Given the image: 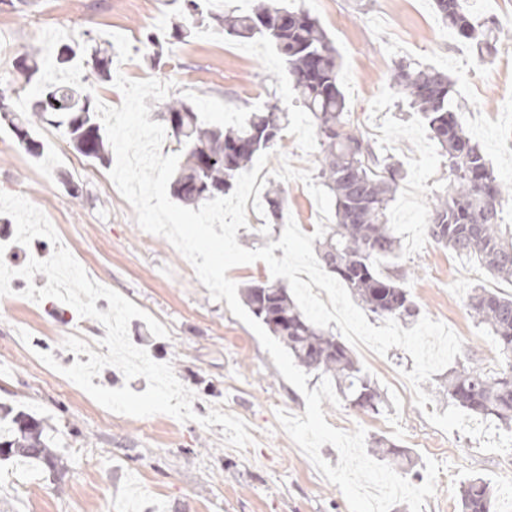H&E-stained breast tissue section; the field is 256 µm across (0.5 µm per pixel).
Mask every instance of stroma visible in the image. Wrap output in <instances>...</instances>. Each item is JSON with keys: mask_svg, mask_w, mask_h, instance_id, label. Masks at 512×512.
<instances>
[{"mask_svg": "<svg viewBox=\"0 0 512 512\" xmlns=\"http://www.w3.org/2000/svg\"><path fill=\"white\" fill-rule=\"evenodd\" d=\"M291 2L316 16L336 47L350 122L402 164V188L388 209L400 249L382 271L404 274L420 315L462 338L455 364L475 362L488 373L500 371L503 359L486 355L496 340L470 316L466 301L480 286L510 295L512 282L489 276L477 262L429 237L427 212L448 172L439 146L390 88L389 78L403 59L448 73L465 130L498 178L512 183V0H466L475 18L495 20L503 31L496 54L483 66L472 46L441 21L434 0ZM181 7L182 0H28L20 12L0 4V30L14 44L0 54V81L20 89L11 107L29 99L15 68L18 56L94 40L112 42L126 65L125 77L169 84V99L192 101L211 125L243 122L249 110L276 95L288 103L289 124L267 162L266 178L282 185L287 212L302 231L335 224L333 202L317 177L320 148L313 121L269 43L235 40L208 20L187 42L171 44L159 64L141 52L151 15L161 13L167 29L179 20ZM36 133L43 144L38 158L0 127V191L23 195L44 209L74 257L87 259L106 287L163 324L169 335L158 338L144 321L131 320L129 337L154 361L172 364L195 395V413L205 416L216 408L235 415L247 423L253 442L240 451L225 445L222 425L206 428L164 414L102 417L90 411L89 394L58 372L35 382L38 353H52L62 366H71L76 356L61 339H93L106 330L55 299L0 297V403L55 425L63 469L57 477L33 464L19 471L13 461L0 460V512H131L136 505L143 512H349L338 486L321 476L278 423L277 410L304 414L305 398L281 376L257 335L226 302L210 297L167 239L139 228L107 166L80 155L48 123H37ZM353 356L387 406L374 415L326 401L327 423L348 431L363 427L369 449L380 438L408 449L414 471L424 472L432 454L454 470V479L437 484L422 512H459L461 486L471 477L498 488L495 512H512V456L483 452L478 439L457 430L444 433L427 419L451 404L448 371L423 383L432 401L421 410L407 400L412 387L403 374L413 370L414 361L403 349L390 348L383 357L357 349Z\"/></svg>", "mask_w": 512, "mask_h": 512, "instance_id": "obj_1", "label": "stroma"}]
</instances>
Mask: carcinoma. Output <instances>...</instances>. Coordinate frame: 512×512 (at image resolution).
Returning <instances> with one entry per match:
<instances>
[{
    "label": "carcinoma",
    "instance_id": "1",
    "mask_svg": "<svg viewBox=\"0 0 512 512\" xmlns=\"http://www.w3.org/2000/svg\"><path fill=\"white\" fill-rule=\"evenodd\" d=\"M184 21L174 23L167 42L180 41L203 16L201 0H183ZM443 23L469 42L486 61L498 40L497 30L466 10L464 0H435ZM224 33L238 39L262 37L277 49L292 78L293 89L316 123L320 146L317 177L332 194L336 224L319 243L323 266L363 307L382 319L412 321L419 314L400 274L383 273L379 263L397 254L399 240L388 224L387 211L403 178L401 164L372 146L346 118L340 89L336 48L310 12L282 7L277 0H255L251 11L212 13ZM114 47L101 48L85 61L101 82L112 78ZM25 83L37 86L31 116L11 113L10 91L0 86V112L13 114L9 129L19 147L41 155L37 122L55 126L84 157L112 164V146L98 122L94 93L64 81L43 82L35 56L25 53L15 63ZM393 89L408 108L420 114L431 138L442 149L448 184L435 193L428 232L437 244L461 258L478 260L493 277L512 281V231L500 224V204L512 185L499 180L489 161L466 133L451 108L453 81L430 66L400 61L390 76ZM161 124L182 154L172 195L187 205L201 206L231 194L237 176L254 157L274 149L288 126V107L271 96L250 112L244 123L224 129L204 126L193 105L170 101L159 111ZM271 224L284 221V190L265 194ZM251 314L276 336L297 362L334 382L350 405L378 414L384 401L349 349L335 335L312 324L279 281L257 280L245 288ZM471 316L492 331L506 368L496 374L475 364L463 365L448 379V398L470 415L492 417L512 432V297L484 288L468 297ZM0 449L10 459L56 469L60 455L54 435L33 415L0 405ZM494 494L481 478L462 489L460 512H491Z\"/></svg>",
    "mask_w": 512,
    "mask_h": 512
}]
</instances>
